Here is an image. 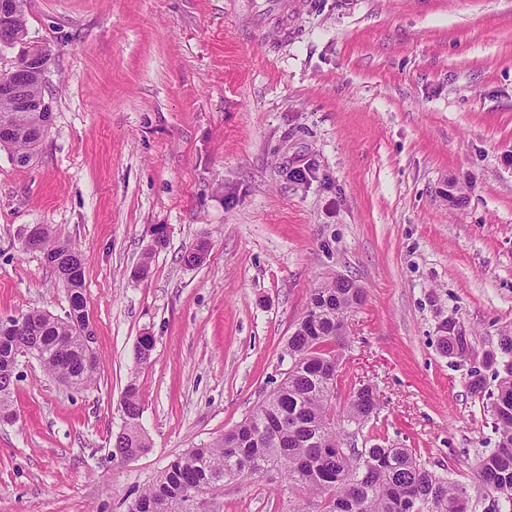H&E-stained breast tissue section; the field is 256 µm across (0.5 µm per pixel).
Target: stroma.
<instances>
[{
	"label": "stroma",
	"mask_w": 512,
	"mask_h": 512,
	"mask_svg": "<svg viewBox=\"0 0 512 512\" xmlns=\"http://www.w3.org/2000/svg\"><path fill=\"white\" fill-rule=\"evenodd\" d=\"M31 45L49 52L52 122L29 166L0 149V318L65 316L24 247L50 227L85 257L100 369L74 390L19 357L0 512H126L280 382L312 289L337 275L364 290L341 384L380 404L358 445L416 449L491 512L472 469L493 420L467 381L512 332V0H28L0 73ZM449 321L466 360L439 349ZM133 377L148 446L123 460ZM291 508L277 471L215 500Z\"/></svg>",
	"instance_id": "stroma-1"
}]
</instances>
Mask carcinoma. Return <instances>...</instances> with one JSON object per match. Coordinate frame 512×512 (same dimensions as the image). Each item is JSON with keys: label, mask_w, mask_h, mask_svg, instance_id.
Segmentation results:
<instances>
[{"label": "carcinoma", "mask_w": 512, "mask_h": 512, "mask_svg": "<svg viewBox=\"0 0 512 512\" xmlns=\"http://www.w3.org/2000/svg\"><path fill=\"white\" fill-rule=\"evenodd\" d=\"M4 23L11 37L26 36L27 0H9ZM44 75L30 77L26 94L45 102ZM49 128L45 113L18 112L13 100L0 97V130L11 133L6 147L20 167L33 160ZM42 252L56 264L69 310L60 319L33 311L22 316L28 327L0 338V414L12 410V391L17 381V348L36 350L44 371L76 389L90 386L98 373V358L89 363L77 359L82 348L78 322L87 317L83 276L84 259L72 246L42 230ZM363 290L351 281L329 280L312 290L305 311L284 346L281 358L288 369L276 387L255 410L213 442L190 448L127 505V512H198V500L224 490V482L254 471L278 470L288 475V499L293 512H471L467 487L428 469L410 448L374 444L355 445L356 432L377 413V398L370 384L350 390L346 406L336 410L339 369L344 347L337 343L345 318L362 303ZM70 339L71 352L56 347L58 337ZM441 350L450 358L465 359V339L448 322ZM484 363L495 368V390L486 392V379L470 370L469 386L475 394H488L496 434L495 446L476 462L474 483L498 495L512 512V335L498 337ZM125 425L113 444L112 455H132L146 447L139 429L142 416L136 379L126 386L122 400Z\"/></svg>", "instance_id": "obj_1"}]
</instances>
